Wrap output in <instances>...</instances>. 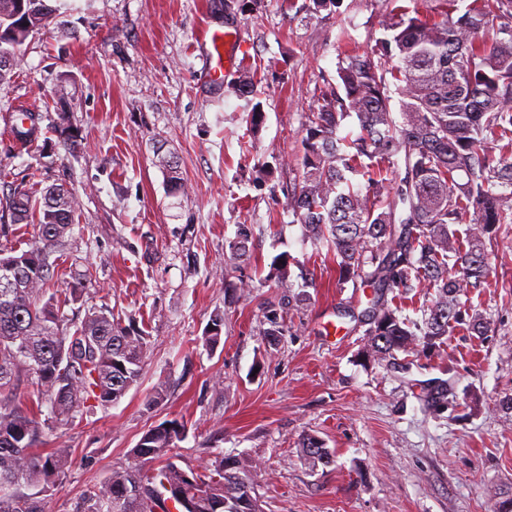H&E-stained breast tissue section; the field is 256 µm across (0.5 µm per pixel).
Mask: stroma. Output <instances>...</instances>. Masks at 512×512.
<instances>
[{"mask_svg": "<svg viewBox=\"0 0 512 512\" xmlns=\"http://www.w3.org/2000/svg\"><path fill=\"white\" fill-rule=\"evenodd\" d=\"M408 2L340 0L314 21L309 0H231L225 13L211 0H62L59 24L29 37L16 78L0 87V193L25 169L40 186L66 184L79 207L52 289L90 274V303L133 318L150 342L119 403L45 433V449L75 457L46 512H74L89 486L132 463L147 430L173 419L186 426L174 462L201 472L216 456L236 458L262 512H492L512 496V415L497 407L512 397V233L498 241L489 286L469 294L487 334L463 323L440 346L387 362L364 354L356 315L369 289L339 284L332 256L303 242L282 205L338 53L369 51ZM205 25L233 27L242 45L218 90L196 49ZM246 66L255 92L245 97L236 84ZM21 107L49 120L67 112L77 151L39 140L16 151L5 120ZM162 156L179 160L185 193L170 192ZM243 224L244 261L227 248ZM282 253L308 286L272 340L265 304L288 291L267 274ZM240 278L250 291L225 290ZM218 314L211 347L204 336ZM160 385L163 401L147 404ZM307 435L331 450V465L304 463Z\"/></svg>", "mask_w": 512, "mask_h": 512, "instance_id": "obj_1", "label": "stroma"}]
</instances>
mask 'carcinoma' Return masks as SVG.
<instances>
[{
  "instance_id": "carcinoma-1",
  "label": "carcinoma",
  "mask_w": 512,
  "mask_h": 512,
  "mask_svg": "<svg viewBox=\"0 0 512 512\" xmlns=\"http://www.w3.org/2000/svg\"><path fill=\"white\" fill-rule=\"evenodd\" d=\"M411 2L382 23L371 53L338 54L335 86L307 115L300 182L284 203L303 239L333 253L339 282L375 288L357 318L381 360L448 336L462 321L460 296L488 281V248L501 226H512V0H442L439 20ZM59 15L52 0H0V85L11 82L29 36ZM41 121L18 112L10 134L32 143ZM46 129L59 145L77 147L66 113ZM162 165L170 188L184 190L178 162L164 157ZM34 177L21 174L0 197L1 235L17 224L39 227L37 245L0 255V271L14 280L0 287V512H45L46 493L73 464V451H39L44 430L71 425L90 400L118 403L139 380L149 343L107 308L90 306L74 319L49 294L78 200L63 184L33 190ZM456 224L471 225L465 237ZM250 240L240 226L231 254L247 256ZM289 267L278 255L267 277L292 288ZM89 282L76 278L67 302L82 299ZM419 286L436 294L421 319L385 303L387 292ZM22 377L35 411L15 393ZM185 432L177 420L149 429L133 448L137 463L88 488L75 512H170V501L177 512H261L233 458H215L206 474L172 461L146 467ZM299 452L313 466L330 462L331 451L312 436Z\"/></svg>"
}]
</instances>
